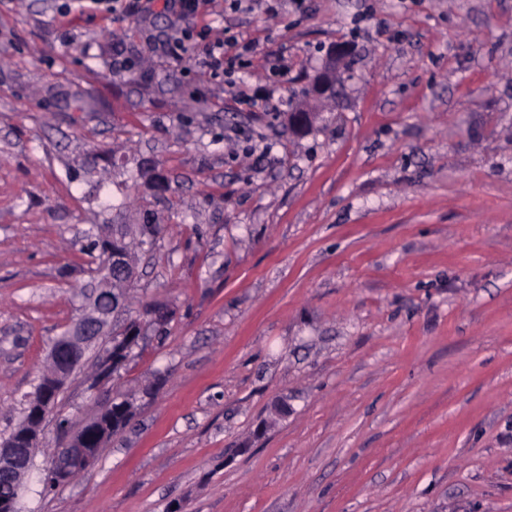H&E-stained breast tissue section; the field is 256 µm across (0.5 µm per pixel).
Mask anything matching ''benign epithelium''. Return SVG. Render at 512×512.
<instances>
[{
    "label": "benign epithelium",
    "mask_w": 512,
    "mask_h": 512,
    "mask_svg": "<svg viewBox=\"0 0 512 512\" xmlns=\"http://www.w3.org/2000/svg\"><path fill=\"white\" fill-rule=\"evenodd\" d=\"M343 54L344 50L340 49L337 54L331 55L329 66L316 76L310 86L311 96L325 97L335 92L336 56ZM313 120L314 113L304 108L288 114V124L296 134L306 132ZM122 253L121 241L112 240V256L105 259L81 316L76 324L52 344L48 359L55 364L56 369L39 395L29 398L27 429L14 436L0 438V512H16L20 489L30 471L36 445L39 444L41 421L55 411L60 392L73 371L82 363L88 350L93 348L101 352V363L106 370L101 379L110 378L113 346L128 339V336L123 334V329L115 326V312L101 311L95 305V300L99 289L112 287L114 275L126 272ZM104 427L105 424L101 421L92 423L86 432L73 436L64 444L58 450L53 466L47 471L46 483H64L74 473L93 465L98 457V449L88 447L89 436H101Z\"/></svg>",
    "instance_id": "1"
}]
</instances>
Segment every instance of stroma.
Wrapping results in <instances>:
<instances>
[{
  "instance_id": "stroma-1",
  "label": "stroma",
  "mask_w": 512,
  "mask_h": 512,
  "mask_svg": "<svg viewBox=\"0 0 512 512\" xmlns=\"http://www.w3.org/2000/svg\"><path fill=\"white\" fill-rule=\"evenodd\" d=\"M66 2L0 0V435L80 314L86 231L160 234L137 345L69 378L18 512H512V0ZM175 29L252 42L244 83ZM339 44L335 96L305 99ZM105 424L101 421L91 423L86 432L74 435L72 439L59 448L53 466L47 471L45 481L49 485L66 482L71 476L93 465L98 457L99 448L88 447L89 436L100 437Z\"/></svg>"
}]
</instances>
